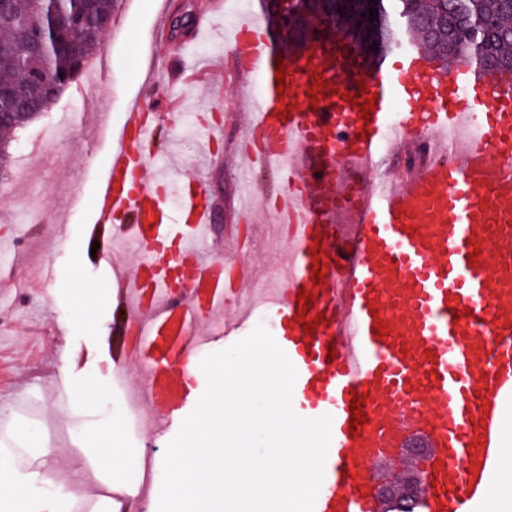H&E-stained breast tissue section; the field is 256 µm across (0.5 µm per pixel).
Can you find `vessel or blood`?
I'll list each match as a JSON object with an SVG mask.
<instances>
[{
	"label": "vessel or blood",
	"instance_id": "1",
	"mask_svg": "<svg viewBox=\"0 0 512 512\" xmlns=\"http://www.w3.org/2000/svg\"><path fill=\"white\" fill-rule=\"evenodd\" d=\"M232 31L229 72L239 81L257 72L264 82L238 153L273 171L274 184L258 198L275 199V222L306 218L296 227L300 249L283 269L284 286L267 304L297 372L295 411L332 418L314 512H384L381 470L416 445L427 450L419 512H481L498 481L502 425L512 414V164L491 160L512 140V83L478 77L464 64L442 74L405 43H386L370 56L316 20L311 50L287 57L281 92L275 62L283 55L267 22L251 17ZM186 48L172 46L177 66L152 83L154 101L128 109L92 213L99 261L111 260L118 233L140 250L113 301V361L143 359L145 405L163 426L201 396L205 375L186 357L188 337L228 307L231 315L208 337L228 344L252 318L250 307L237 304L247 269L228 283L223 258L196 244L214 220L206 180L180 184L182 219L175 222L165 208L169 184L147 162L184 103L175 86L198 78L181 64ZM362 76L376 95L367 123L345 100ZM317 77L333 83L335 95L318 99L316 111L292 110ZM396 104L402 122L393 135L386 115ZM387 140L397 154L426 158L396 178L371 179ZM344 208L352 211L347 226L336 221ZM317 243L325 251L319 284L312 281ZM303 288L315 296L309 318L320 321L311 336L298 319ZM378 321L387 337L374 332ZM330 344L336 356L329 362ZM356 393L367 397L369 421L354 433Z\"/></svg>",
	"mask_w": 512,
	"mask_h": 512
}]
</instances>
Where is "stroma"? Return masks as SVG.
I'll return each mask as SVG.
<instances>
[{
	"label": "stroma",
	"mask_w": 512,
	"mask_h": 512,
	"mask_svg": "<svg viewBox=\"0 0 512 512\" xmlns=\"http://www.w3.org/2000/svg\"><path fill=\"white\" fill-rule=\"evenodd\" d=\"M212 0H119L107 35L95 53L108 67L80 98L62 94L36 121L18 133V146L7 167L0 192V261L8 263L4 278L12 289L0 291V469L31 477L36 495L66 490L84 473L92 479L84 489L91 512H111L100 491L108 475L99 459V439L116 430L126 452L125 475L133 477L147 440L144 430L120 429L116 386L132 388L134 365L112 364V299L114 278L96 258H72L90 247L89 222L99 178L122 128L127 105L151 99L149 83L169 65L167 42L157 40L158 15H173L179 5L192 12ZM224 16L213 35L194 42L188 62L210 67L208 82L184 87L191 99L186 116L178 117L172 139L180 144L179 164L166 166L171 181L204 175L224 179L217 209L228 224H246L239 207L244 179L270 181V174L249 170L235 157L244 133L241 115L249 109L236 82L224 73L232 53L228 15L242 5L257 9L256 0H221ZM41 196L54 220L32 224L21 212L33 196ZM28 258L14 261L17 242ZM51 261L50 282L40 280L42 264ZM90 300L82 314L77 300ZM101 387L100 396L82 393L84 382ZM77 393L70 413L57 410L60 390ZM82 421L73 437L65 430L71 415Z\"/></svg>",
	"instance_id": "stroma-1"
}]
</instances>
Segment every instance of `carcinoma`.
<instances>
[{
    "instance_id": "carcinoma-1",
    "label": "carcinoma",
    "mask_w": 512,
    "mask_h": 512,
    "mask_svg": "<svg viewBox=\"0 0 512 512\" xmlns=\"http://www.w3.org/2000/svg\"><path fill=\"white\" fill-rule=\"evenodd\" d=\"M371 0H318L314 8L348 23L367 12ZM115 0H0V173L11 158L13 135L51 107L49 92L34 93L46 70L71 83L104 39ZM95 30L81 58L70 47L69 25ZM417 38L442 64H475L482 72L512 78V0H392L380 14L378 35L395 40L396 27ZM45 37L48 52L31 41Z\"/></svg>"
}]
</instances>
